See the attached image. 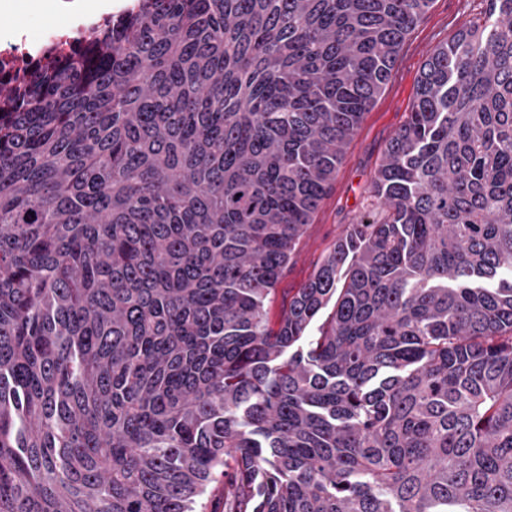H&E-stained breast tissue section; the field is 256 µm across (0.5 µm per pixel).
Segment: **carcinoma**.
I'll return each instance as SVG.
<instances>
[{"mask_svg": "<svg viewBox=\"0 0 512 512\" xmlns=\"http://www.w3.org/2000/svg\"><path fill=\"white\" fill-rule=\"evenodd\" d=\"M432 4L137 0L0 82V512H512V0L271 320Z\"/></svg>", "mask_w": 512, "mask_h": 512, "instance_id": "carcinoma-1", "label": "carcinoma"}]
</instances>
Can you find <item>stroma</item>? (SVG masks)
Segmentation results:
<instances>
[{
	"mask_svg": "<svg viewBox=\"0 0 512 512\" xmlns=\"http://www.w3.org/2000/svg\"><path fill=\"white\" fill-rule=\"evenodd\" d=\"M485 0H434L405 41L390 80L355 137L347 145L336 179L292 254L277 285L278 300L302 287L347 225L358 223L373 201L372 181L386 146L405 122L414 101V85L433 49L480 17Z\"/></svg>",
	"mask_w": 512,
	"mask_h": 512,
	"instance_id": "obj_1",
	"label": "stroma"
}]
</instances>
